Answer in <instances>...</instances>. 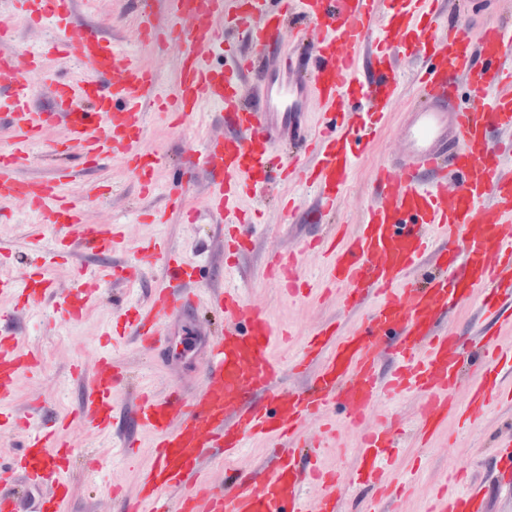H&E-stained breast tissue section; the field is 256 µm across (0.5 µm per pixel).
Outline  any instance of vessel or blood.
Returning <instances> with one entry per match:
<instances>
[{"instance_id":"vessel-or-blood-1","label":"vessel or blood","mask_w":512,"mask_h":512,"mask_svg":"<svg viewBox=\"0 0 512 512\" xmlns=\"http://www.w3.org/2000/svg\"><path fill=\"white\" fill-rule=\"evenodd\" d=\"M23 2L32 25L71 7V0ZM185 2L165 0L173 19L165 28L150 14L137 17L146 45L161 51L176 40L183 47L169 100L158 96L151 68L104 43L94 29H60L51 50L24 57L0 52V72L13 79L11 95L0 98V117L11 136L10 151L0 154V198L26 199L38 227L53 229L69 250L98 257V264L80 269L62 299L69 321H78L100 285L130 288L136 277L106 264L118 244L116 227L85 222L81 206L63 189L69 170L43 182L11 177L12 167L41 144L44 125L61 124L84 160L122 153L138 166L142 193L150 194L162 158L141 147L145 103L171 109L183 125L213 105L221 111L224 132L206 137L196 163L181 174L189 183L204 171L211 187L203 209L188 210V222L223 216L243 191L260 193L277 180L309 182L323 212L335 209L346 186L365 134L359 116L380 115L391 106L398 95L399 58L412 57L423 98L405 110L401 143L374 172L373 202L359 233L328 243L323 253L327 281L345 287V310L373 301L365 319L346 330L310 332L300 366L313 374L306 388L284 393L278 388L282 366L270 355L277 331L265 309L247 302L240 288H225L224 332L207 337L198 377L172 381L163 393L144 386L133 414L153 437L154 460L125 512H336L345 482L301 465L302 458L325 448L331 406H339L357 428L385 392L413 388L425 395L418 435L429 438L448 415L475 422L497 396L506 364H512L511 351L447 324L451 309L469 304L490 319L512 314V166L503 164L512 158V27L492 21L479 39H471L464 20L448 23L445 0H400L396 9L382 8V0H195L191 11ZM290 15L306 25L287 43L281 31ZM228 29L238 33L244 50L224 71L211 64L209 54ZM54 52L83 69L58 87L55 109L35 117L28 110L33 80L45 75ZM461 89L468 105L457 100ZM312 102L334 114L333 129L313 134L306 113ZM153 254L162 285L137 302L122 337L158 357L168 342L167 320L196 308L206 292L188 285L197 264L168 261L158 242ZM297 264L296 254L275 251L267 269L296 296L303 292ZM51 286L45 272L0 275V294L11 292L36 305L52 296ZM472 347L479 350L477 375L461 399V356ZM35 364L15 328L0 322V403L12 397L18 373ZM121 381L111 356L98 354L86 378L83 413L107 434ZM30 415L39 424L27 437L19 467L31 486L56 483L61 496L43 508L63 512L72 443L61 434V421L47 417L41 406ZM309 420L318 428L301 436ZM401 433L394 416L363 433L367 481H376L380 460ZM253 437L283 448L261 467L234 475L223 490L200 487L198 473L215 449L230 458ZM308 479L319 483L311 505L300 494ZM175 490L180 496L173 503ZM484 508V486L473 478L465 492L437 497L428 512ZM0 512H23L11 471L1 466Z\"/></svg>"}]
</instances>
